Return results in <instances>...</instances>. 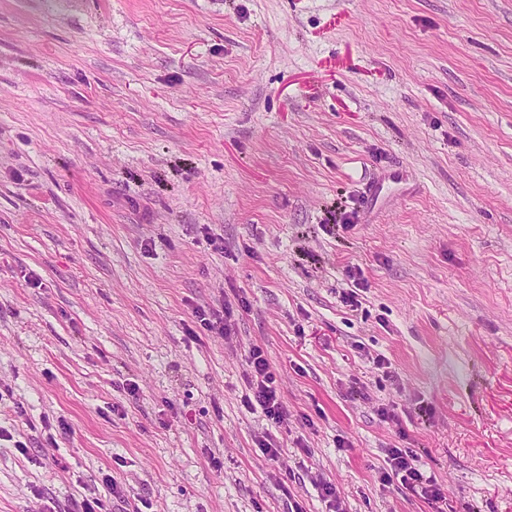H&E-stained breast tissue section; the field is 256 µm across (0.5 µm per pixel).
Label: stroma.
I'll return each instance as SVG.
<instances>
[{"instance_id": "obj_1", "label": "stroma", "mask_w": 512, "mask_h": 512, "mask_svg": "<svg viewBox=\"0 0 512 512\" xmlns=\"http://www.w3.org/2000/svg\"><path fill=\"white\" fill-rule=\"evenodd\" d=\"M0 427V512H512V0H0ZM221 312L222 314L219 310L209 309L207 312L199 309L195 312V316L198 318L200 324L205 330L215 336L229 339L233 334V325L231 323L233 311L231 303H224V307ZM247 364L246 380L249 393L243 396L244 405L251 410H256L258 406L275 427L288 428L292 416L261 347L254 345L250 348ZM388 469L381 473L380 480L382 484L389 485L399 482L405 489L415 491L420 484L427 485L430 493L428 500L438 501L441 498L440 489L432 476L426 477L423 464L416 453L410 448H390L387 449Z\"/></svg>"}]
</instances>
